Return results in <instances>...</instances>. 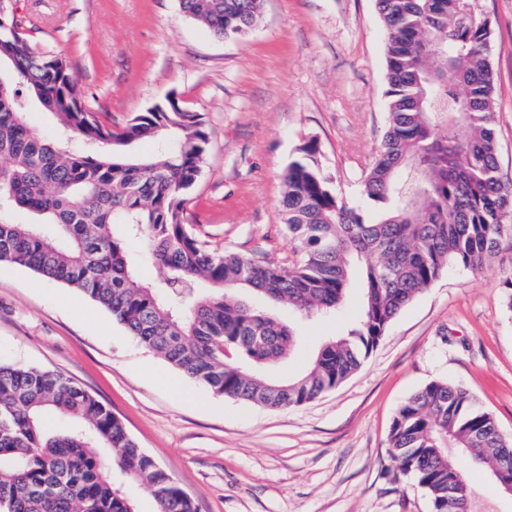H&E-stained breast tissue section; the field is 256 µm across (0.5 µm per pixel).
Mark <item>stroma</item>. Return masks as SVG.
<instances>
[{"instance_id": "stroma-1", "label": "stroma", "mask_w": 512, "mask_h": 512, "mask_svg": "<svg viewBox=\"0 0 512 512\" xmlns=\"http://www.w3.org/2000/svg\"><path fill=\"white\" fill-rule=\"evenodd\" d=\"M490 31L499 167L512 181V0H470ZM15 20L42 52L68 58L92 111L113 128L175 99L201 113L209 145L191 203L209 250L285 263L284 176L300 145L364 216L361 184L387 123L385 29L376 0H260L243 40H219L178 0H21ZM512 238L479 270L449 266L387 327L336 389L288 409L214 394L148 350L82 293L0 268V364L71 378L117 415L198 512H433L402 476L388 435L398 407L433 380L468 389L512 438ZM361 306L352 281L335 314L304 325L279 363L300 373ZM474 512L512 495L458 448Z\"/></svg>"}]
</instances>
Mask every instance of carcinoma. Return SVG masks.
<instances>
[{
    "mask_svg": "<svg viewBox=\"0 0 512 512\" xmlns=\"http://www.w3.org/2000/svg\"><path fill=\"white\" fill-rule=\"evenodd\" d=\"M0 6V264L32 270L88 296L142 345L217 395L288 408L336 388L361 366L396 315L451 264L479 270L512 237V184L501 179L495 79L487 23L464 0H377L387 31L388 127L363 179L378 211L364 220L339 199L314 141L289 164L283 224L298 244L287 264L205 250L189 203L205 160L203 117L174 99L122 129L85 103L67 58L37 50ZM217 39L246 36L260 0H179ZM31 104L60 134L27 120ZM75 137L80 152L66 143ZM151 141L153 151H134ZM25 211L36 221L20 224ZM142 236L133 254L126 239ZM149 260L162 273L144 281ZM363 304L305 370H266L292 355L298 324L342 305L354 264ZM292 308L285 322L241 299ZM389 447L434 512H465L469 481L448 443L491 473L512 476V440L467 389L435 380L398 408ZM146 486L155 512H197L194 501L139 448L122 420L55 371L0 365V512H137L126 482Z\"/></svg>",
    "mask_w": 512,
    "mask_h": 512,
    "instance_id": "cac0c4a2",
    "label": "carcinoma"
}]
</instances>
